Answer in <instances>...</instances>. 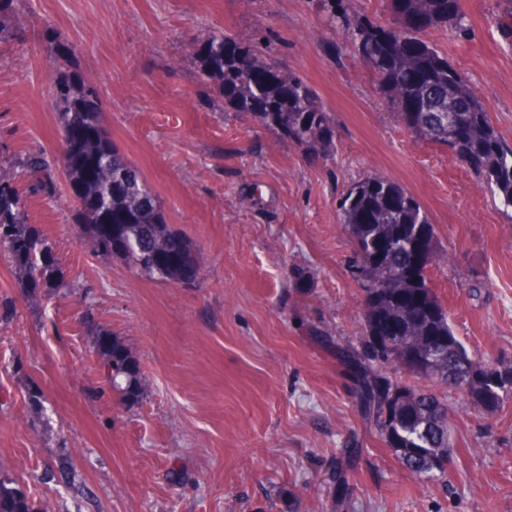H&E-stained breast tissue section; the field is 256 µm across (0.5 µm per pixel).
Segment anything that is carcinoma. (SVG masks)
Returning <instances> with one entry per match:
<instances>
[{
	"label": "carcinoma",
	"instance_id": "1",
	"mask_svg": "<svg viewBox=\"0 0 512 512\" xmlns=\"http://www.w3.org/2000/svg\"><path fill=\"white\" fill-rule=\"evenodd\" d=\"M15 0H0V44L19 32L10 22ZM328 27L353 48L374 73L388 111L423 141L440 145L483 180L503 211L512 217V144L493 126L487 104L424 36L430 29L466 31L464 0H382L389 22L352 14L350 0H319ZM512 45V0H501L495 18ZM206 52L194 56L197 81L234 111L257 120L302 148L313 162L334 160L333 116L312 86L293 71L275 68L270 46L239 39L227 44L224 32L204 39ZM48 95L64 105L58 113L68 133L63 166L76 196L74 223L93 249L104 255L98 237L103 225L132 245L118 258L133 270L171 283L194 276L199 253L191 240L167 223L162 207L140 171L112 142L99 120L96 87L77 72L51 74ZM48 157L29 153L19 165L0 160V250L8 254L16 281L31 300L63 287L60 263L43 264L39 253L55 243L31 222L28 198L52 194ZM341 224L356 253V275L375 313L365 317L363 351L352 364L365 376L356 391L365 420L392 448L412 476L435 481L445 476L451 451L448 401L434 387L466 395L478 412L500 411L512 394L509 385L492 387L479 376L463 389L459 354L470 355L456 336L445 307L431 287L436 226L420 202L396 182L369 175L346 185ZM83 318L101 359L108 388L133 404L144 393L140 366L125 342ZM394 365L430 386L393 380L383 367ZM0 512H40L13 480L0 474Z\"/></svg>",
	"mask_w": 512,
	"mask_h": 512
}]
</instances>
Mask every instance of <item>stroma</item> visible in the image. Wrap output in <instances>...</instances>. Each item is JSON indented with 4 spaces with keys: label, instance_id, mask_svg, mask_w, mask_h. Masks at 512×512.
Returning <instances> with one entry per match:
<instances>
[{
    "label": "stroma",
    "instance_id": "stroma-1",
    "mask_svg": "<svg viewBox=\"0 0 512 512\" xmlns=\"http://www.w3.org/2000/svg\"><path fill=\"white\" fill-rule=\"evenodd\" d=\"M499 0H466L467 37L428 41L488 102L512 142V46ZM25 44L0 45V158L61 149L46 88L57 69L98 88L99 118L167 221L202 257L180 287L96 253L72 221L74 190L29 200L65 286L29 302L0 251V474L47 512H512V400L480 415L448 395L445 482L421 481L362 418L342 355L361 349L365 292L338 199L382 175L430 214L445 262L432 286L472 352L512 362V217L479 177L395 121L371 70L326 25L319 0H15ZM216 30L259 42L331 112L334 163L233 112L198 84L191 41ZM69 44L55 60L46 37ZM260 201L248 207L242 194ZM308 272L310 287L285 278ZM481 284L480 297L470 296ZM135 352L143 397L109 391L81 319ZM352 493L332 497L333 478Z\"/></svg>",
    "mask_w": 512,
    "mask_h": 512
}]
</instances>
